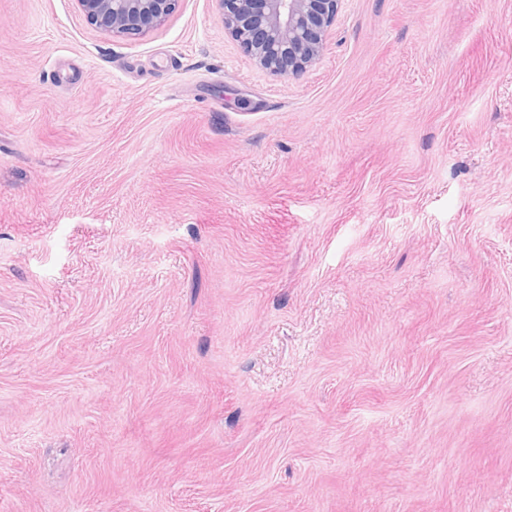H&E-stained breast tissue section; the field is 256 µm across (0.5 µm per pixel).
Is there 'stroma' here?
Returning <instances> with one entry per match:
<instances>
[{"label":"stroma","instance_id":"1","mask_svg":"<svg viewBox=\"0 0 512 512\" xmlns=\"http://www.w3.org/2000/svg\"><path fill=\"white\" fill-rule=\"evenodd\" d=\"M0 512H512V0H0ZM87 20L114 35H140L166 20L179 0H78ZM224 33L259 67L298 76L324 51L341 0H216Z\"/></svg>","mask_w":512,"mask_h":512}]
</instances>
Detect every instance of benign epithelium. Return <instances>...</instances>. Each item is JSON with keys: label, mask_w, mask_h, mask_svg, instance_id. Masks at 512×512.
I'll return each mask as SVG.
<instances>
[{"label": "benign epithelium", "mask_w": 512, "mask_h": 512, "mask_svg": "<svg viewBox=\"0 0 512 512\" xmlns=\"http://www.w3.org/2000/svg\"><path fill=\"white\" fill-rule=\"evenodd\" d=\"M87 20L112 35H140L166 20L179 0H78ZM224 33L259 67L298 76L324 51L340 0H217Z\"/></svg>", "instance_id": "1"}]
</instances>
